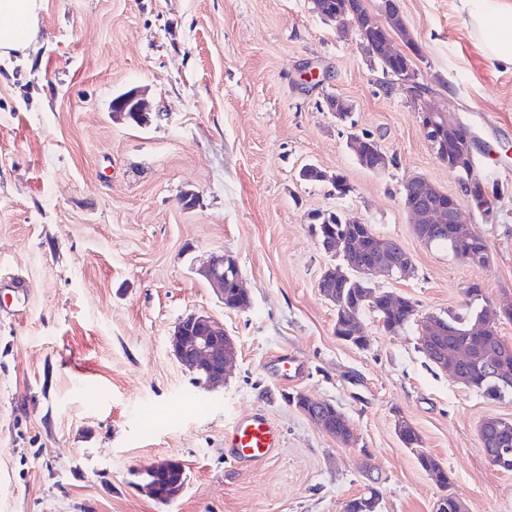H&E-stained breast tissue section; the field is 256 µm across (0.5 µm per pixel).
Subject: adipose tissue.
<instances>
[{"mask_svg":"<svg viewBox=\"0 0 512 512\" xmlns=\"http://www.w3.org/2000/svg\"><path fill=\"white\" fill-rule=\"evenodd\" d=\"M475 46L494 65L512 70V0H459ZM42 0H0V64L23 61L39 33Z\"/></svg>","mask_w":512,"mask_h":512,"instance_id":"obj_1","label":"adipose tissue"}]
</instances>
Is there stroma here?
<instances>
[{
  "label": "stroma",
  "instance_id": "35a3bbf8",
  "mask_svg": "<svg viewBox=\"0 0 512 512\" xmlns=\"http://www.w3.org/2000/svg\"><path fill=\"white\" fill-rule=\"evenodd\" d=\"M418 56L423 104L477 137L476 159L512 188V71L471 41L456 0H399ZM139 89L143 123L112 117ZM352 102L337 120L327 97ZM383 82L356 35H339L312 0H43L27 59L0 65V512H342L376 488L379 512H433L440 490L397 436L407 418L469 512H512V472L486 460L479 426L512 420V400L458 384L420 350L418 325L388 333L365 312L367 348L334 333L319 292L338 257L318 245L315 215L362 220L415 262L377 277L420 315L457 310L479 284L512 298V191L483 223L436 159L417 110ZM388 158L363 168L350 134ZM307 165L350 190L301 180ZM423 175L458 196L489 261L423 244L402 185ZM233 254L250 297L225 309L200 267ZM223 321L238 354L210 391L168 353L180 318ZM304 364L278 381L275 355ZM339 407L344 446L289 395ZM261 411L281 445L241 468L224 432ZM181 461L183 493L164 505L136 486L150 463Z\"/></svg>",
  "mask_w": 512,
  "mask_h": 512
}]
</instances>
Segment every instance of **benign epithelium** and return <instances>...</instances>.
<instances>
[{
  "mask_svg": "<svg viewBox=\"0 0 512 512\" xmlns=\"http://www.w3.org/2000/svg\"><path fill=\"white\" fill-rule=\"evenodd\" d=\"M315 10L326 18L336 22V29L344 33L348 31L349 21L340 7L326 9L322 0H313ZM385 17L390 20L394 28L403 26L397 0H381L376 12L365 11L364 25L360 26L357 35L360 45L369 62L386 57L396 59L401 52L394 48V37L387 35L382 39H375L366 34L373 28L377 20ZM418 81V75L409 67L399 74L396 82L402 90L415 102L419 100L414 85ZM327 108L336 113V118L346 119L352 112L351 102L340 96L327 98ZM112 112L115 118L124 120L133 118L140 120L144 116L143 102L139 92L135 89L122 93L112 103ZM419 123L424 132L430 135V140H439L437 133L443 128L456 130L462 138L458 144L453 162L448 164L451 170H461L469 175V181L482 182L486 180L485 174L478 167L474 152L475 137L466 127L449 112L443 110L425 109L418 113ZM349 147L357 157L365 154L366 149L374 151L375 156L382 157L381 149L376 141L365 135H355L350 139ZM407 190L402 192L404 208L413 216L415 223L427 225V229H437L445 224L462 223L460 205L456 197L449 195L437 187L431 185L422 175H414L404 183ZM398 241L392 238L382 239L379 256L366 260L359 266L364 275L374 273L393 276L397 273L403 277L411 276L415 271L412 256L409 253L398 259H392L393 246ZM240 271L238 260L230 253L214 254L201 267L200 274L206 280L210 288L224 304V308L235 310L241 308L242 301L230 302L224 297V275L229 271ZM344 274L342 267H328L320 282L324 288L320 289L325 299L336 305L341 303L336 295V276ZM512 310V300L504 299L494 307L488 309L486 320L481 322L480 331L489 332L492 325L502 314ZM169 350L176 361L189 368L193 374L201 378L200 384L205 388L214 390L224 385V374L228 364L235 355V342L224 329V323L206 313H191L183 317L174 327L169 337ZM483 363L482 354L471 347H462L453 351L444 358L437 357L434 363L454 379L459 380L458 366L461 363ZM180 463L173 460H162L144 467L139 474L143 477V488L149 496L165 504L177 498L183 491L181 482L162 485L157 481V475L168 470L179 468Z\"/></svg>",
  "mask_w": 512,
  "mask_h": 512,
  "instance_id": "1",
  "label": "benign epithelium"
}]
</instances>
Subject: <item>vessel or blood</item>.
Here are the masks:
<instances>
[{
	"mask_svg": "<svg viewBox=\"0 0 512 512\" xmlns=\"http://www.w3.org/2000/svg\"><path fill=\"white\" fill-rule=\"evenodd\" d=\"M224 444L238 464L250 465L271 456L279 437L265 415L257 411L227 430Z\"/></svg>",
	"mask_w": 512,
	"mask_h": 512,
	"instance_id": "vessel-or-blood-1",
	"label": "vessel or blood"
}]
</instances>
